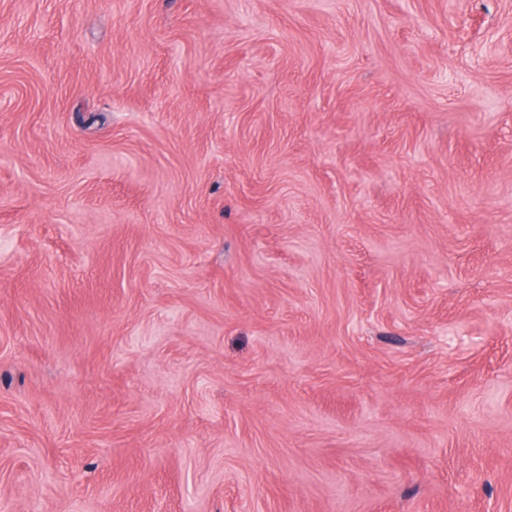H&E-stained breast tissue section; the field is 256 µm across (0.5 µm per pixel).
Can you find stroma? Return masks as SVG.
Instances as JSON below:
<instances>
[{"mask_svg":"<svg viewBox=\"0 0 512 512\" xmlns=\"http://www.w3.org/2000/svg\"><path fill=\"white\" fill-rule=\"evenodd\" d=\"M0 512H512V0H0Z\"/></svg>","mask_w":512,"mask_h":512,"instance_id":"1","label":"stroma"}]
</instances>
